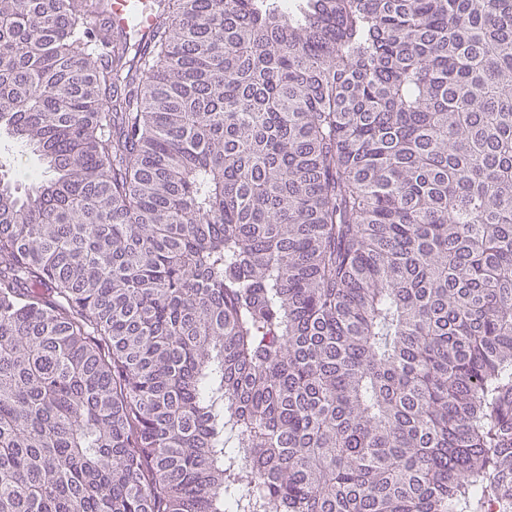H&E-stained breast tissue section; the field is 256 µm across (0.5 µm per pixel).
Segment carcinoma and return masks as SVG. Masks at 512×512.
I'll use <instances>...</instances> for the list:
<instances>
[{
	"label": "carcinoma",
	"mask_w": 512,
	"mask_h": 512,
	"mask_svg": "<svg viewBox=\"0 0 512 512\" xmlns=\"http://www.w3.org/2000/svg\"><path fill=\"white\" fill-rule=\"evenodd\" d=\"M0 0V512H512V0ZM137 0H111L110 17L112 25L117 29H127V18L130 12L136 11L139 16V23L136 29L137 36L146 41L151 35L152 30L159 24L158 14L146 7L137 8ZM0 153L11 160L10 175L13 176L14 180H17V184L20 188L27 187L29 178L32 176L35 168H41L38 160L29 151L10 143H0ZM42 169V168H41Z\"/></svg>",
	"instance_id": "1"
}]
</instances>
